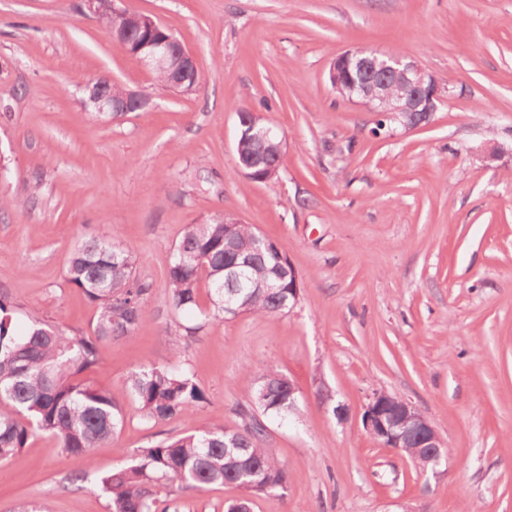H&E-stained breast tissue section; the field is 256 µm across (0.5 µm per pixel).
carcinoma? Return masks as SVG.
Wrapping results in <instances>:
<instances>
[{
    "label": "carcinoma",
    "instance_id": "carcinoma-1",
    "mask_svg": "<svg viewBox=\"0 0 512 512\" xmlns=\"http://www.w3.org/2000/svg\"><path fill=\"white\" fill-rule=\"evenodd\" d=\"M131 37L146 38L138 15L121 20ZM262 152L273 163L283 159L282 138H242L236 155ZM257 232L248 224L228 225L212 219L191 224L179 241L169 268V303L177 311L200 312L201 321L186 328L194 335L206 323L224 318L225 293L240 292L239 312L273 315L294 303L288 281L270 290L263 284L283 269L275 246L258 249ZM249 258L239 281L224 277L231 247ZM134 260L125 248L91 238L69 257L65 279L97 305L93 334L32 318L20 335L15 305L0 295V462L28 445L35 431L55 436L64 452L89 466L95 449L112 440L124 423L123 408L112 393L84 373L99 365L98 344L130 335L144 324L150 285L135 276ZM207 289L210 306L202 309L199 292ZM129 392L147 424L191 414L208 402L206 392L186 372L156 366L134 372ZM288 418L299 414L297 392L287 376L270 371L260 377L243 409L250 423L241 429L224 426L160 440L137 450L131 462L101 477L109 512H170L173 489L235 484L251 494L287 489V472L275 449L264 446L259 415Z\"/></svg>",
    "mask_w": 512,
    "mask_h": 512
}]
</instances>
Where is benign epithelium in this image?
I'll use <instances>...</instances> for the list:
<instances>
[{"mask_svg": "<svg viewBox=\"0 0 512 512\" xmlns=\"http://www.w3.org/2000/svg\"><path fill=\"white\" fill-rule=\"evenodd\" d=\"M88 6L98 14L126 13L116 6V0H88ZM132 55L150 71L165 74L168 86L173 90L180 89V78L195 69L191 54L172 34L140 44ZM329 81L337 91L347 89L348 100L396 120L407 129L411 128L406 122L407 115L421 113L418 126H426L441 100L437 81L418 63L376 51L359 50L340 55L330 66ZM88 91L90 102L101 113L121 116L136 112L144 105L141 94L130 91L124 97L114 99L97 81L88 85ZM243 172L255 181H267L277 168L265 160L251 158L243 163ZM387 399L388 395L377 393L366 406L364 424L367 432L382 438V445L398 450L413 439L424 453L435 461L440 460L443 442L426 417L406 400L395 402L390 411Z\"/></svg>", "mask_w": 512, "mask_h": 512, "instance_id": "benign-epithelium-1", "label": "benign epithelium"}]
</instances>
